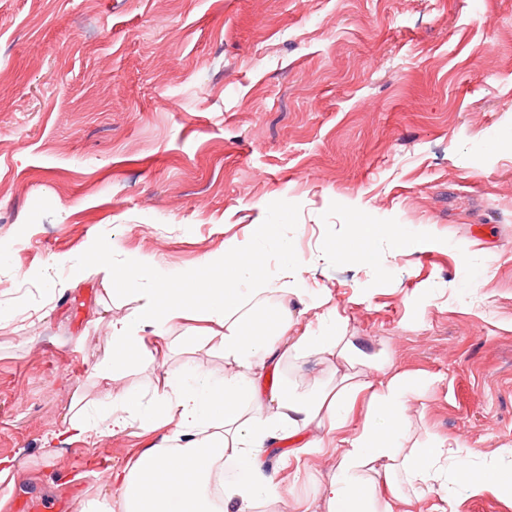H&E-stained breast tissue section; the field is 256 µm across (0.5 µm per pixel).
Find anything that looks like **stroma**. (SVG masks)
<instances>
[{"label": "stroma", "mask_w": 512, "mask_h": 512, "mask_svg": "<svg viewBox=\"0 0 512 512\" xmlns=\"http://www.w3.org/2000/svg\"><path fill=\"white\" fill-rule=\"evenodd\" d=\"M254 224L277 227L263 275L280 278V242L298 258L295 332L321 297L339 335L420 380L412 440L512 461V0H0V456L26 474L0 486L6 512H76L111 492L89 456L119 467L162 439L46 452L71 403L99 398L108 323L135 306L60 257L100 235L113 261L181 272ZM353 224L379 226L376 266L336 254ZM188 361L224 371L186 345L117 387ZM340 455L280 473L288 512ZM446 496L512 512L456 485L413 512Z\"/></svg>", "instance_id": "obj_1"}]
</instances>
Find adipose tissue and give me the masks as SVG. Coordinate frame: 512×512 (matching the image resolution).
Masks as SVG:
<instances>
[{"instance_id": "obj_1", "label": "adipose tissue", "mask_w": 512, "mask_h": 512, "mask_svg": "<svg viewBox=\"0 0 512 512\" xmlns=\"http://www.w3.org/2000/svg\"><path fill=\"white\" fill-rule=\"evenodd\" d=\"M275 234V225H253L250 241L229 244L176 277L146 255L114 266L115 246L103 237L92 239L72 264L73 275L102 273L137 301L130 314L111 322V347L92 368L107 388L153 359L155 340L171 350L185 340L224 360L220 376L198 366L164 369L147 396L107 391L98 414L88 403L70 407L63 433L71 441L131 429L165 431L161 444L110 470L107 482L119 490L118 498L82 500L79 512H267L282 494L265 457L279 456L298 472L304 456L335 439L344 450L303 512H398V505L455 483L472 496L504 493L498 460L483 461L475 474L468 465L472 452L460 442L410 443L407 405L415 381L399 373L368 378L383 364L337 335L335 312L322 315L318 329L294 334L291 251H281L279 282L257 272L254 243ZM176 324L183 326L182 336L171 335ZM290 355L342 369L332 387L309 393L292 385L263 386L269 369ZM363 398L368 411L357 426L352 414ZM285 444L290 451L283 456Z\"/></svg>"}]
</instances>
